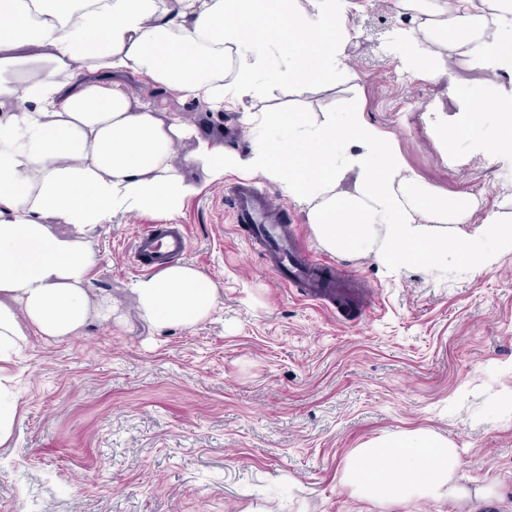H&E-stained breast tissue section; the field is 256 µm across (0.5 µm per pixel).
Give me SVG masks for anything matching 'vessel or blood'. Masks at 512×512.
I'll list each match as a JSON object with an SVG mask.
<instances>
[{"instance_id": "b4317fda", "label": "vessel or blood", "mask_w": 512, "mask_h": 512, "mask_svg": "<svg viewBox=\"0 0 512 512\" xmlns=\"http://www.w3.org/2000/svg\"><path fill=\"white\" fill-rule=\"evenodd\" d=\"M227 197L232 223L283 285L301 289L306 299L332 305L338 313L347 312L355 276L305 251L285 224L281 206L257 182H236ZM188 251L183 225L150 224L136 235L130 263L159 271Z\"/></svg>"}]
</instances>
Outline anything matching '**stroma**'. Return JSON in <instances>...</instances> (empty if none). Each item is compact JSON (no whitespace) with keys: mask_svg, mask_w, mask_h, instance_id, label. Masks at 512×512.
Returning <instances> with one entry per match:
<instances>
[{"mask_svg":"<svg viewBox=\"0 0 512 512\" xmlns=\"http://www.w3.org/2000/svg\"><path fill=\"white\" fill-rule=\"evenodd\" d=\"M347 71L335 84H269L216 117L129 78L200 135L242 146V111L344 112L361 105L406 163L438 191L494 209L512 171L477 158L453 166L422 107L446 87L411 77L394 57L402 17L389 0H355ZM232 176L176 216L186 260L222 288L224 306L193 329L144 323L127 256L153 218L105 225L91 241V288L124 320L91 321L65 341L30 336L10 368L21 414L0 446V512H453L445 502L372 506L340 482L345 457L385 433L430 427L463 450L466 476L497 481L487 512H512V255L478 270L388 271L330 255L371 287L354 321L280 285L228 217Z\"/></svg>","mask_w":512,"mask_h":512,"instance_id":"1","label":"stroma"}]
</instances>
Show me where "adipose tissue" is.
<instances>
[{
  "label": "adipose tissue",
  "instance_id": "adipose-tissue-1",
  "mask_svg": "<svg viewBox=\"0 0 512 512\" xmlns=\"http://www.w3.org/2000/svg\"><path fill=\"white\" fill-rule=\"evenodd\" d=\"M411 25L395 41L403 68L437 85L475 71L471 94L429 103L433 140L449 161L460 134L491 115V135L471 153L512 164V0H393ZM349 0H0V444L20 413L8 374L29 332L59 341L118 305L92 293L94 233L132 213L170 219L198 195L185 174L259 177L304 207L318 244L342 258L373 257L396 271L423 261L463 268L512 253V211L483 212L474 195L427 184L365 118L347 112L266 109L242 116L246 147L196 137L178 113L142 101L137 74L211 111L224 106V61L235 58L233 95L259 97L267 49L289 46L276 82L335 81L349 39ZM139 317L157 331L190 329L224 305L191 264L142 275ZM455 443L418 428L370 439L347 456L340 481L381 507L419 501L479 512L498 493L470 489Z\"/></svg>",
  "mask_w": 512,
  "mask_h": 512
}]
</instances>
